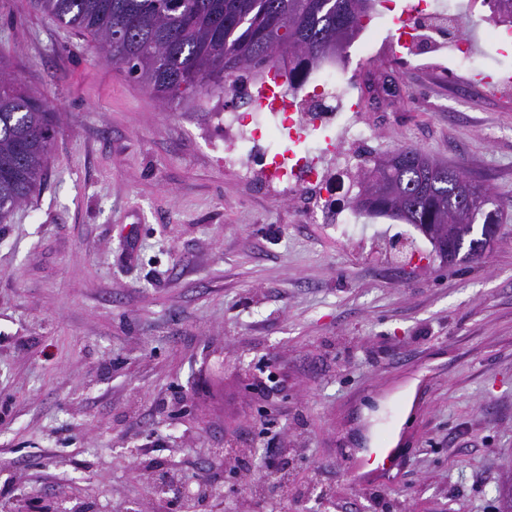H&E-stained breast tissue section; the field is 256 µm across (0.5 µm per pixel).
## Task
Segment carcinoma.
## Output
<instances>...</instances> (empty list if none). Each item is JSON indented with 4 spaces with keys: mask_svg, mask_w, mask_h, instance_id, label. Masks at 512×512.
Listing matches in <instances>:
<instances>
[{
    "mask_svg": "<svg viewBox=\"0 0 512 512\" xmlns=\"http://www.w3.org/2000/svg\"><path fill=\"white\" fill-rule=\"evenodd\" d=\"M58 24L90 35L104 58L172 105L243 70L284 66L300 76L342 53L364 27L372 0H34ZM488 19L512 26V0H487ZM43 99L21 89L0 62V223L40 185L55 134ZM356 209L400 213L407 224H463L452 265L481 257L471 226L495 201L491 189L457 167L406 147L360 175Z\"/></svg>",
    "mask_w": 512,
    "mask_h": 512,
    "instance_id": "cac0c4a2",
    "label": "carcinoma"
}]
</instances>
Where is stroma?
<instances>
[{
  "mask_svg": "<svg viewBox=\"0 0 512 512\" xmlns=\"http://www.w3.org/2000/svg\"><path fill=\"white\" fill-rule=\"evenodd\" d=\"M459 2L485 71H512V29L489 34L480 0ZM394 30L371 15L340 62L399 93L354 88L358 112L325 131L324 177H344L351 205L363 169L412 146L489 186L499 239L457 267L413 225L363 212L344 233L298 189L225 163L224 109L248 72L167 106L91 37L0 0V58L58 116L40 186L0 224V512L21 480L67 508L157 512L152 479L172 466L221 489L208 512H503L512 92L400 67ZM355 119L365 143L342 134ZM411 397L396 481L358 483L365 422ZM268 450L288 460L286 490L235 462Z\"/></svg>",
  "mask_w": 512,
  "mask_h": 512,
  "instance_id": "35a3bbf8",
  "label": "stroma"
}]
</instances>
